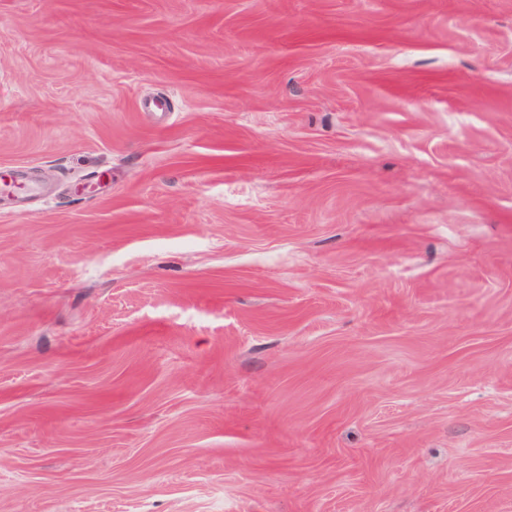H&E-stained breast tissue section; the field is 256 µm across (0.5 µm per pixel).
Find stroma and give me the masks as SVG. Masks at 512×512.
<instances>
[{"mask_svg": "<svg viewBox=\"0 0 512 512\" xmlns=\"http://www.w3.org/2000/svg\"><path fill=\"white\" fill-rule=\"evenodd\" d=\"M0 512H512V0H0Z\"/></svg>", "mask_w": 512, "mask_h": 512, "instance_id": "obj_1", "label": "stroma"}]
</instances>
